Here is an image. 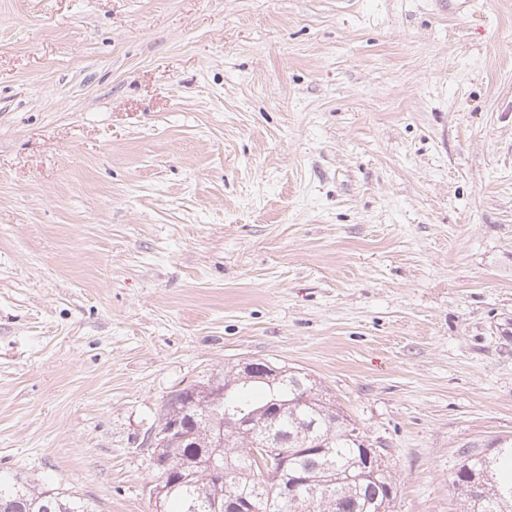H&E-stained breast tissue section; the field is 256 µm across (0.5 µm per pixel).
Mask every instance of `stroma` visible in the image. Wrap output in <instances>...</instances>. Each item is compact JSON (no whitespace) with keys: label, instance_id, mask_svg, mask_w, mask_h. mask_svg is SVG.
<instances>
[{"label":"stroma","instance_id":"35a3bbf8","mask_svg":"<svg viewBox=\"0 0 512 512\" xmlns=\"http://www.w3.org/2000/svg\"><path fill=\"white\" fill-rule=\"evenodd\" d=\"M243 358L462 512L512 438V0H0V474L153 512L148 431Z\"/></svg>","mask_w":512,"mask_h":512}]
</instances>
